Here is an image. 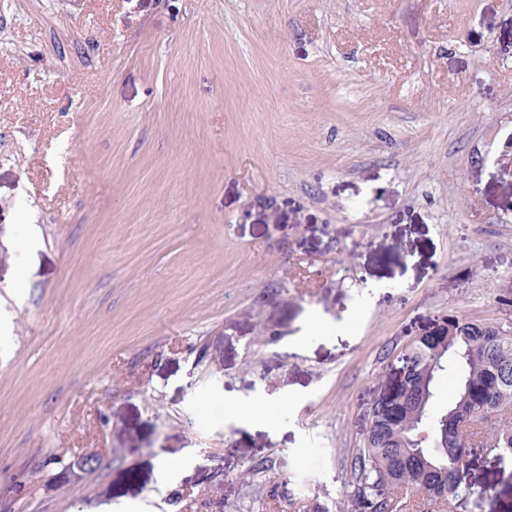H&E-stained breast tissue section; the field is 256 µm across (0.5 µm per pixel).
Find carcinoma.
<instances>
[{
    "instance_id": "obj_1",
    "label": "carcinoma",
    "mask_w": 512,
    "mask_h": 512,
    "mask_svg": "<svg viewBox=\"0 0 512 512\" xmlns=\"http://www.w3.org/2000/svg\"><path fill=\"white\" fill-rule=\"evenodd\" d=\"M405 381L392 399L380 397L371 409L372 427L352 464L353 496L359 512L397 508V491L410 490L430 504L464 512L476 502L468 483L469 438L487 433L485 443L512 453V333L502 334L487 320L457 315L444 319L436 337H417L399 356ZM455 380V394L440 412L433 404L442 379ZM426 384L428 443L415 441L421 419L412 414L416 386ZM474 413L470 436L449 414L462 395Z\"/></svg>"
}]
</instances>
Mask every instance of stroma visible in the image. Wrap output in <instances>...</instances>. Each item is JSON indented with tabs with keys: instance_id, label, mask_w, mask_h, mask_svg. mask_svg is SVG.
I'll return each instance as SVG.
<instances>
[{
	"instance_id": "stroma-1",
	"label": "stroma",
	"mask_w": 512,
	"mask_h": 512,
	"mask_svg": "<svg viewBox=\"0 0 512 512\" xmlns=\"http://www.w3.org/2000/svg\"><path fill=\"white\" fill-rule=\"evenodd\" d=\"M510 139L512 0H0V512H357L403 346L512 280Z\"/></svg>"
}]
</instances>
